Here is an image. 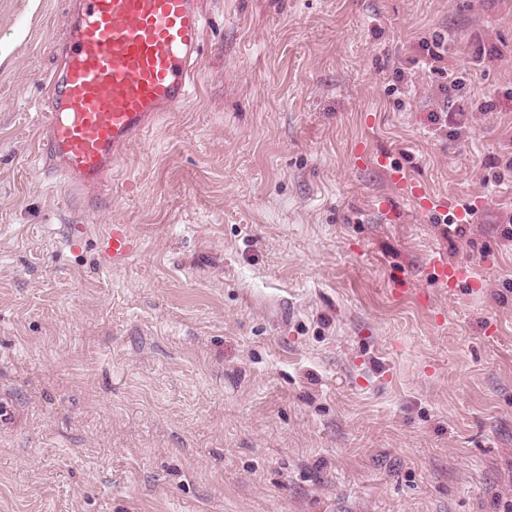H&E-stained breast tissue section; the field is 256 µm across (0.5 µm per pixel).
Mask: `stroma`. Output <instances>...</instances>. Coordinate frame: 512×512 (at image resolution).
<instances>
[{
	"mask_svg": "<svg viewBox=\"0 0 512 512\" xmlns=\"http://www.w3.org/2000/svg\"><path fill=\"white\" fill-rule=\"evenodd\" d=\"M68 21L0 0V512H512V0H211L92 214L38 139ZM378 163L380 165H384V166L388 165L390 163L392 170H393L392 171V180H393L394 184L398 188H401L406 193H409L414 197L421 198L422 203L425 204L428 209L433 210L437 213H446V214H448L450 209H453V215H454L453 218L455 220L461 221L465 217L466 208L452 207V205L447 203L446 200L442 201L440 199H435L430 196L425 197L426 194L423 192V190L419 186L408 181V179L405 176V173L403 172L402 169L393 167V162L392 161L390 162L389 156L380 155L378 157ZM136 247L135 239L124 224L112 225L109 232L101 239V249L112 256V262H118L132 254ZM429 267L433 277L444 288H448V283L473 281L472 268L465 263L448 266V260L445 257L434 255L430 259Z\"/></svg>",
	"mask_w": 512,
	"mask_h": 512,
	"instance_id": "35a3bbf8",
	"label": "stroma"
}]
</instances>
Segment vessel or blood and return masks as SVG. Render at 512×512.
Returning <instances> with one entry per match:
<instances>
[{
  "label": "vessel or blood",
  "mask_w": 512,
  "mask_h": 512,
  "mask_svg": "<svg viewBox=\"0 0 512 512\" xmlns=\"http://www.w3.org/2000/svg\"><path fill=\"white\" fill-rule=\"evenodd\" d=\"M205 34L204 0H71L62 60L45 77L40 134L49 167L88 208L133 140L187 101ZM392 180L430 210L466 215L426 196L402 169H393ZM135 247L124 224L101 239L116 262ZM429 267L444 286L473 279L469 265L442 256H432Z\"/></svg>",
  "instance_id": "1"
}]
</instances>
